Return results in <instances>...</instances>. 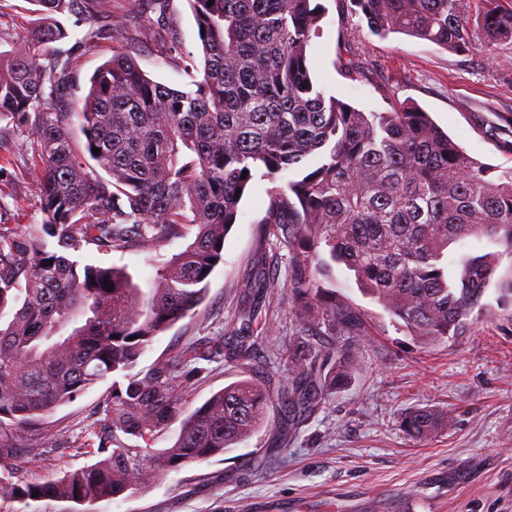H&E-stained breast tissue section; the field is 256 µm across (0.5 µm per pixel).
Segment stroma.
I'll use <instances>...</instances> for the list:
<instances>
[{
    "instance_id": "35a3bbf8",
    "label": "stroma",
    "mask_w": 512,
    "mask_h": 512,
    "mask_svg": "<svg viewBox=\"0 0 512 512\" xmlns=\"http://www.w3.org/2000/svg\"><path fill=\"white\" fill-rule=\"evenodd\" d=\"M324 15L307 47L312 78L325 94L365 112H389L407 103L432 119L471 157L512 168V43L457 54L403 34H372L346 0H322ZM36 18L31 0H0V50L27 40ZM175 41L135 43L133 54L148 78L187 90L201 75V42L188 0H169L165 19ZM62 50L77 58L74 96H84L94 70L118 50V41L88 39L89 25L66 21ZM36 140L27 130L0 128V225L28 229L44 222L37 182ZM266 180L254 179L236 224L224 239V262L212 273L204 302L154 338L138 360L158 358L207 338L229 336L242 311L256 309L259 341L253 362L225 353L208 362L190 407L211 392L253 375L271 394L288 382V350L298 341L288 297L278 288L256 297L263 271L286 281L288 252L260 239L269 204ZM182 240L153 251L101 254L81 259L126 268L147 284L156 262ZM336 285L368 315L371 338L351 381L322 401L288 440V460L271 457L279 442L271 426L237 448L157 477L145 488L90 512H512V311L494 308L461 334L429 343L398 331L389 316L358 288L344 265H334ZM111 386L104 380L57 409L47 429L56 443L54 466L23 453L30 478L88 463L75 446ZM448 410L447 431L417 442L400 426L415 407Z\"/></svg>"
}]
</instances>
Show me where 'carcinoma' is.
<instances>
[{
  "label": "carcinoma",
  "instance_id": "carcinoma-1",
  "mask_svg": "<svg viewBox=\"0 0 512 512\" xmlns=\"http://www.w3.org/2000/svg\"><path fill=\"white\" fill-rule=\"evenodd\" d=\"M35 2L31 38L0 52V122L36 138L45 215L41 227L22 233L0 226L1 495L26 507L36 490L76 505L112 501L269 425L272 397L253 377L186 411L205 373L199 362L224 352L219 338L132 373L154 337L203 302L237 220L236 191L246 192L258 171L271 183L263 236L288 249L284 288L301 336L288 352L280 428L293 430L350 380L369 336L366 314L318 279L327 266L322 253L353 271L399 329L430 342L459 335L487 311L492 285L498 304L512 307V266L500 273L503 254L512 257V168L477 161L418 107L363 112L325 97L306 55L322 4L188 0L205 31L195 89L154 82L117 50L75 98L76 57L53 47L68 37L62 19L90 25V40L102 32L164 40L169 0ZM348 2L382 36L405 33L460 53L512 42V5L499 0ZM149 11L159 16L147 24ZM312 160L308 172L278 184ZM187 236L146 289L123 267L75 259L88 246L151 250ZM468 238L504 251L464 254L449 273L448 245ZM252 320L243 315L236 330L242 358L255 349ZM109 376L102 418L80 444L94 461L30 479L15 463L22 447L14 431L28 434L32 450L52 447L47 418ZM176 422L175 442L152 447ZM448 423V413L429 407L402 420L419 441Z\"/></svg>",
  "mask_w": 512,
  "mask_h": 512
}]
</instances>
